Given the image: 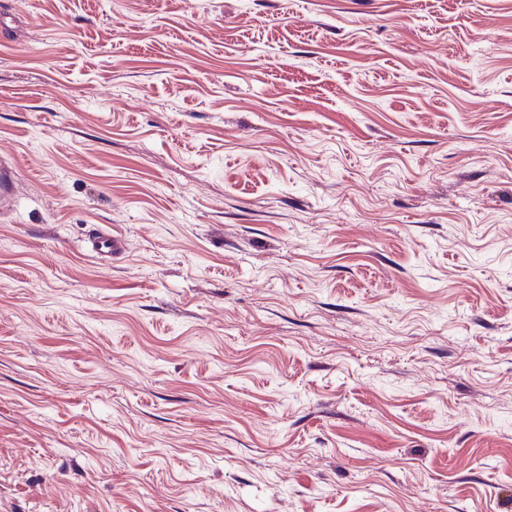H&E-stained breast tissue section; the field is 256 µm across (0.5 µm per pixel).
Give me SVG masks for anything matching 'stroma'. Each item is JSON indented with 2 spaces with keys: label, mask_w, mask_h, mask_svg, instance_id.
I'll return each instance as SVG.
<instances>
[{
  "label": "stroma",
  "mask_w": 512,
  "mask_h": 512,
  "mask_svg": "<svg viewBox=\"0 0 512 512\" xmlns=\"http://www.w3.org/2000/svg\"><path fill=\"white\" fill-rule=\"evenodd\" d=\"M0 155V512H512V0H0ZM16 183V170L4 162H0V204L1 207H8L13 199ZM87 249L97 259L114 258L123 253L124 241L110 231L96 230L88 238Z\"/></svg>",
  "instance_id": "stroma-1"
}]
</instances>
